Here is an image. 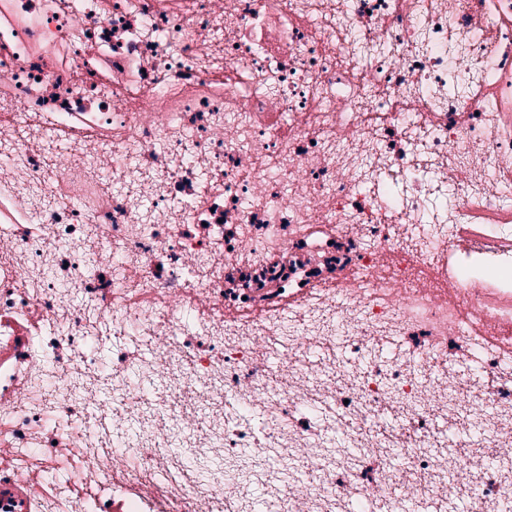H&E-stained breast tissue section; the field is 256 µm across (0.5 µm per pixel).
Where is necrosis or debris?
Returning <instances> with one entry per match:
<instances>
[{"mask_svg":"<svg viewBox=\"0 0 512 512\" xmlns=\"http://www.w3.org/2000/svg\"><path fill=\"white\" fill-rule=\"evenodd\" d=\"M511 366L512 0H0V512H512Z\"/></svg>","mask_w":512,"mask_h":512,"instance_id":"necrosis-or-debris-1","label":"necrosis or debris"}]
</instances>
